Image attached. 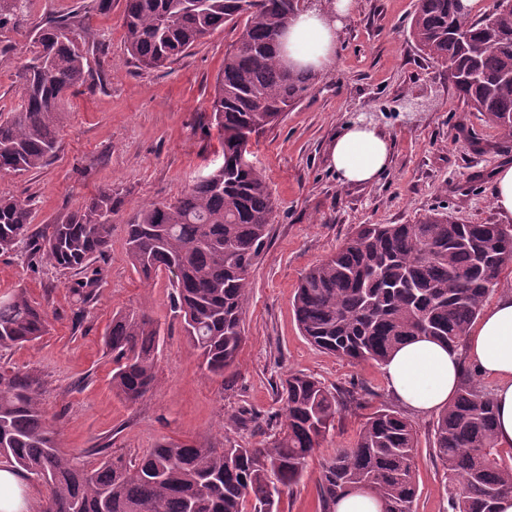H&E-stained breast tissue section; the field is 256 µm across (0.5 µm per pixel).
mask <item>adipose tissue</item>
Masks as SVG:
<instances>
[{
    "mask_svg": "<svg viewBox=\"0 0 512 512\" xmlns=\"http://www.w3.org/2000/svg\"><path fill=\"white\" fill-rule=\"evenodd\" d=\"M354 0H332L328 9L313 8L293 18L282 54L290 67L329 71L336 60L337 32ZM390 143L374 126L351 121L341 126L329 149L340 182L369 185L390 162ZM476 365L492 383L495 434L499 447L512 448V291L498 294L472 326L461 349L415 338L381 365L389 391L408 410L429 414L454 398L464 364Z\"/></svg>",
    "mask_w": 512,
    "mask_h": 512,
    "instance_id": "obj_1",
    "label": "adipose tissue"
}]
</instances>
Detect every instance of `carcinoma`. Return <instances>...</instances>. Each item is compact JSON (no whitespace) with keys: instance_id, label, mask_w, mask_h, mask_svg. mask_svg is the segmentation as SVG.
<instances>
[{"instance_id":"cac0c4a2","label":"carcinoma","mask_w":512,"mask_h":512,"mask_svg":"<svg viewBox=\"0 0 512 512\" xmlns=\"http://www.w3.org/2000/svg\"><path fill=\"white\" fill-rule=\"evenodd\" d=\"M29 2L0 0V36L23 35L32 53L15 73L20 107L0 114V172L18 175L56 154L64 96L109 66L86 16L30 23ZM299 11L300 0H125L124 45L148 69L167 67L223 26L242 25L214 85L222 164L172 202L139 205L126 224L128 257L140 277L148 283L163 269L174 275L176 313L214 376L235 364L245 342L250 272L274 219L269 185L250 160L251 139L276 123L311 79L277 59L279 37ZM410 35L427 58L451 63L448 82L511 143L512 10L475 15L463 0H416ZM114 208L112 188H104L33 236L30 204L0 197V252L27 239L33 253L81 274L72 289L87 301L99 283L91 262L109 248ZM509 266L511 225L459 224L446 212L414 224H360L336 253L303 273L295 316L311 343L356 361L381 364L419 336L459 347ZM47 328L46 310L25 290L0 300L1 348L34 342ZM160 336L145 309L112 317V387L129 404L156 385ZM41 396L38 378L0 370V463L51 476L43 512H278L282 493L298 485L336 417L360 406L355 392L290 374L280 389L285 424L258 446L163 441L134 464L107 455L77 466L61 450ZM417 448L408 417L387 406L374 411L354 446L322 464L320 512H334L336 499L355 489L371 490L383 512H415ZM433 452L448 473L452 512H497L498 501L512 495V449L498 447L491 394L466 370L438 415Z\"/></svg>"}]
</instances>
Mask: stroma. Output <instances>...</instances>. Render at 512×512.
Returning a JSON list of instances; mask_svg holds the SVG:
<instances>
[{
	"label": "stroma",
	"mask_w": 512,
	"mask_h": 512,
	"mask_svg": "<svg viewBox=\"0 0 512 512\" xmlns=\"http://www.w3.org/2000/svg\"><path fill=\"white\" fill-rule=\"evenodd\" d=\"M89 4L94 36L109 68L102 82L67 93L59 149L43 168L0 173V196L30 201L31 232L80 209L111 188V247L96 259L102 277L94 298L79 302L75 273L25 250L0 254V298L26 289L49 314L37 343L0 350V370L31 374L62 449L97 463L96 449L133 461L163 440L223 447L225 439L257 445L284 422L277 390L288 373L314 376L329 389L358 391L361 406L342 412L301 482L284 492L279 512H317L324 459L352 447L365 417L394 406L379 364L352 363L312 346L292 308L305 270L325 260L360 224H412L445 211L463 224H502L492 200V174L512 163L481 113L463 104L441 65L425 58L410 36L415 0H356L337 32L332 70L309 88L252 145L275 203L270 234L251 270L242 315L246 340L234 367L210 377L172 304L168 272L143 283L126 252V224L145 201L180 197L199 175L221 164L212 96L224 53L237 31L225 28L169 67L149 70L124 46L125 0H30L31 21ZM366 120L392 145L385 174L373 185L339 183L329 146L340 126ZM147 308L161 327L157 385L131 405L112 388V352L104 342L112 317ZM241 416L228 426L225 416ZM416 512H451L448 474L432 453L435 415H417Z\"/></svg>",
	"instance_id": "35a3bbf8"
}]
</instances>
